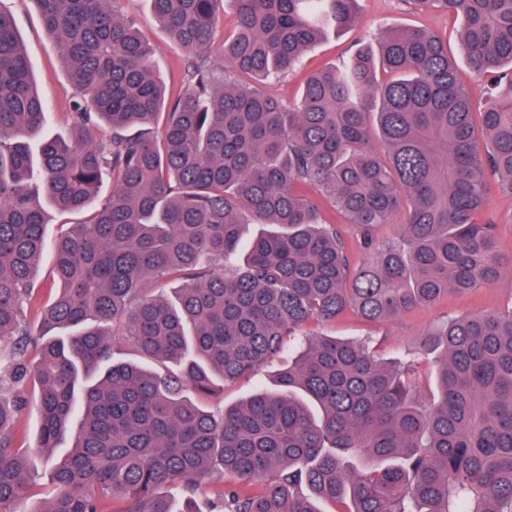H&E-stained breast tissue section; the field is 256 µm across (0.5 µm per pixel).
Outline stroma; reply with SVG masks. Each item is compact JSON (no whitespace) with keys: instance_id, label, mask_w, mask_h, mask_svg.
Listing matches in <instances>:
<instances>
[{"instance_id":"35a3bbf8","label":"stroma","mask_w":512,"mask_h":512,"mask_svg":"<svg viewBox=\"0 0 512 512\" xmlns=\"http://www.w3.org/2000/svg\"><path fill=\"white\" fill-rule=\"evenodd\" d=\"M0 5L10 10L16 19L34 82L47 104L48 130L52 134L69 137L71 126L66 115L71 111L77 93L66 77L61 53L45 30L34 0H0ZM117 7L136 22L144 39L153 47L157 72L170 97H177L187 84L186 53L170 42L157 26L148 0H119ZM460 24V18L440 11L412 12L404 0H359L355 26L330 33L303 56L293 71L271 86L270 91L287 101L295 99L314 70L342 62L357 48L377 49L378 38L383 31L425 26L447 38L448 52L457 62L459 80L469 86L475 96H482L490 87L491 78L478 75L467 65L456 39ZM477 220L495 225L500 246L512 252V196L492 192ZM511 305V287L480 286L465 294L445 295L431 306L380 323L368 322L348 310L325 325L324 331L344 339H370L372 349L381 358L411 363L416 377V394L421 400L427 401L434 393L435 386L431 366L418 355L422 335L448 318L481 316L507 309ZM39 427L38 411L36 407H29L22 416L17 443L28 450L30 482L48 492L52 489L50 463L46 453L34 447Z\"/></svg>"}]
</instances>
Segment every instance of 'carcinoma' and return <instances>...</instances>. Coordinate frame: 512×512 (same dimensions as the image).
Wrapping results in <instances>:
<instances>
[{"mask_svg":"<svg viewBox=\"0 0 512 512\" xmlns=\"http://www.w3.org/2000/svg\"><path fill=\"white\" fill-rule=\"evenodd\" d=\"M35 2L78 97L73 137L33 154L46 101L0 7V512H200L215 480L209 512H512V306L423 334L427 404L369 341L318 331L347 308L383 321L512 276L495 225L476 220L491 186L512 194V0H404L462 19L468 66L498 74L478 103L426 28L384 32L293 101L263 90L354 26L358 0H233L218 60L222 0H150L188 57L174 101L116 0ZM43 198L86 214L50 246ZM320 199L360 229L354 274ZM248 224L271 229L241 257ZM379 224L397 237L378 241ZM48 247L60 291L31 322ZM167 279L172 296L149 288ZM289 341L272 387L221 405ZM126 346L164 370L114 359ZM33 402L48 454L80 422L51 463L55 493L26 509L15 430ZM235 20V11L233 3L229 0H223L220 4V23L216 32L214 52L219 53L226 38L233 30Z\"/></svg>","mask_w":512,"mask_h":512,"instance_id":"obj_1","label":"carcinoma"}]
</instances>
